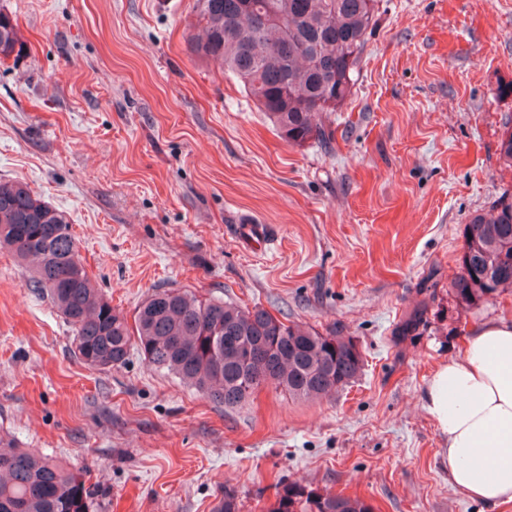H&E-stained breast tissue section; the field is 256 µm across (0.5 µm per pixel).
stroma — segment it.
I'll return each instance as SVG.
<instances>
[{
    "instance_id": "35a3bbf8",
    "label": "stroma",
    "mask_w": 512,
    "mask_h": 512,
    "mask_svg": "<svg viewBox=\"0 0 512 512\" xmlns=\"http://www.w3.org/2000/svg\"><path fill=\"white\" fill-rule=\"evenodd\" d=\"M195 0H0L27 51L0 61V180L62 212L126 317L182 288L352 338L365 366L335 394L261 386L216 404L142 356L97 370L0 249V436L82 469L90 512H212L274 485L359 496L374 512H512L448 482L422 408L512 291L450 294L471 213L512 188V0H378L330 147L289 144L235 80L189 49ZM266 228L245 245L241 223ZM422 309L416 329L403 322Z\"/></svg>"
}]
</instances>
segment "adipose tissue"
<instances>
[{"instance_id": "adipose-tissue-1", "label": "adipose tissue", "mask_w": 512, "mask_h": 512, "mask_svg": "<svg viewBox=\"0 0 512 512\" xmlns=\"http://www.w3.org/2000/svg\"><path fill=\"white\" fill-rule=\"evenodd\" d=\"M423 408L448 441L451 486L488 505L512 502V320L475 329L464 360L432 376Z\"/></svg>"}]
</instances>
